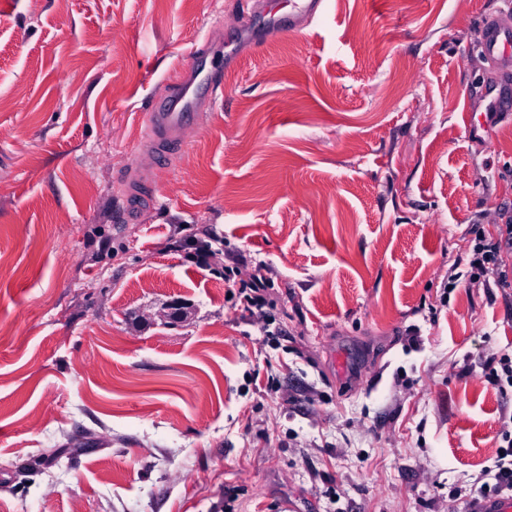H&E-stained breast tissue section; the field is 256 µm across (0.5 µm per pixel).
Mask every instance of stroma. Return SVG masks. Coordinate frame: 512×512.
I'll return each mask as SVG.
<instances>
[{"mask_svg": "<svg viewBox=\"0 0 512 512\" xmlns=\"http://www.w3.org/2000/svg\"><path fill=\"white\" fill-rule=\"evenodd\" d=\"M250 4L0 0V512H469L512 430V289L465 275L512 216V0H327L258 50ZM206 39L224 100L143 191L131 115ZM481 51L504 71H512V25L491 19L487 21L481 42ZM185 249L190 250V254L196 259L197 263L214 273L225 271V266H219L217 255H219V249H212L211 244L208 241L198 239L196 237L185 240L183 243ZM267 278L263 275L253 273L248 279L241 280L240 295L243 298V310L253 319H263L265 308L269 304L267 298Z\"/></svg>", "mask_w": 512, "mask_h": 512, "instance_id": "1", "label": "stroma"}]
</instances>
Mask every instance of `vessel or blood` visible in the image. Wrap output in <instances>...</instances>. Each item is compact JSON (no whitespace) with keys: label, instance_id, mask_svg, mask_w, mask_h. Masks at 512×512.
Here are the masks:
<instances>
[{"label":"vessel or blood","instance_id":"b4317fda","mask_svg":"<svg viewBox=\"0 0 512 512\" xmlns=\"http://www.w3.org/2000/svg\"><path fill=\"white\" fill-rule=\"evenodd\" d=\"M324 8L325 0H288L287 12L279 13L272 10L269 0H253V13L266 18L267 25L252 37V46L262 47L274 38L303 30ZM481 51L500 69L512 71V24L487 21ZM213 55L210 43L197 47L192 62L170 79L166 95L151 105L137 133L138 143L151 158H167L173 147L184 145L188 132L223 97L224 72L237 65L239 54L233 49L225 51L220 67L213 65Z\"/></svg>","mask_w":512,"mask_h":512}]
</instances>
